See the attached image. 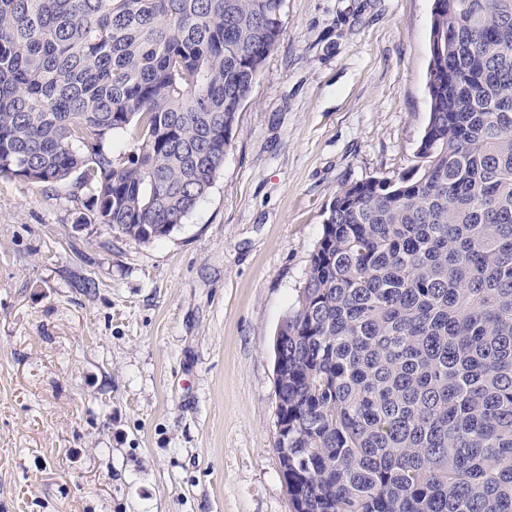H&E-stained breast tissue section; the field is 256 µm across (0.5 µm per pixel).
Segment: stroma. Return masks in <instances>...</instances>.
Masks as SVG:
<instances>
[{
	"label": "stroma",
	"mask_w": 512,
	"mask_h": 512,
	"mask_svg": "<svg viewBox=\"0 0 512 512\" xmlns=\"http://www.w3.org/2000/svg\"><path fill=\"white\" fill-rule=\"evenodd\" d=\"M433 0H285L209 194L148 245L0 176V512H289L272 345L337 190L407 172Z\"/></svg>",
	"instance_id": "1"
}]
</instances>
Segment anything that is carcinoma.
I'll return each instance as SVG.
<instances>
[{
    "mask_svg": "<svg viewBox=\"0 0 512 512\" xmlns=\"http://www.w3.org/2000/svg\"><path fill=\"white\" fill-rule=\"evenodd\" d=\"M283 2L0 0V175L66 190L78 224L170 236ZM467 2L434 0L416 163L336 193L281 322L291 510L512 512V0Z\"/></svg>",
    "mask_w": 512,
    "mask_h": 512,
    "instance_id": "1",
    "label": "carcinoma"
}]
</instances>
